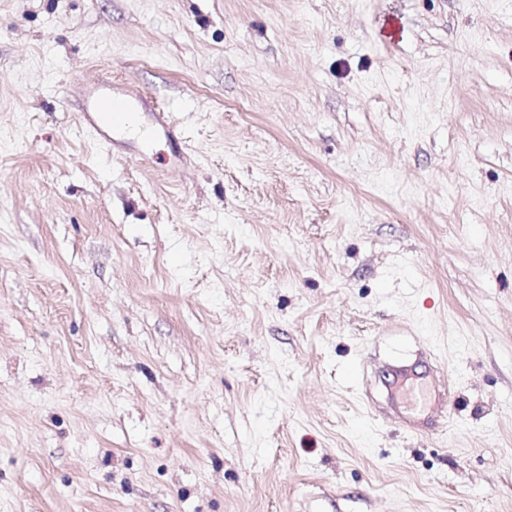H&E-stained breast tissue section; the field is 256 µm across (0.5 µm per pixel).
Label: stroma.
I'll return each mask as SVG.
<instances>
[{
  "instance_id": "35a3bbf8",
  "label": "stroma",
  "mask_w": 512,
  "mask_h": 512,
  "mask_svg": "<svg viewBox=\"0 0 512 512\" xmlns=\"http://www.w3.org/2000/svg\"><path fill=\"white\" fill-rule=\"evenodd\" d=\"M0 512H512V0H0ZM146 105L142 95L113 98L105 82H101L86 95L81 106L82 126L92 131L112 149V128L130 127L136 112Z\"/></svg>"
}]
</instances>
